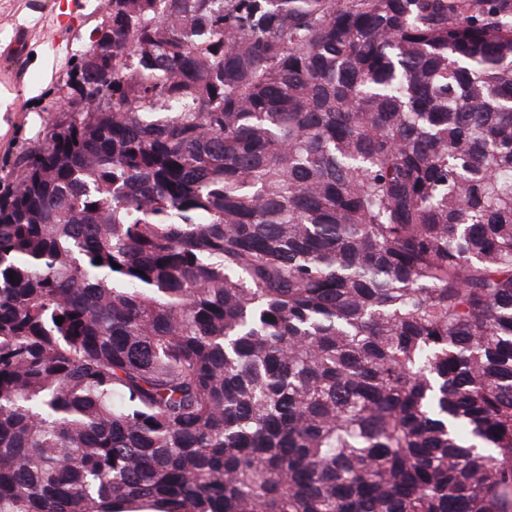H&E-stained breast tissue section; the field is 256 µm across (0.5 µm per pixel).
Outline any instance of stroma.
I'll return each instance as SVG.
<instances>
[{
    "instance_id": "obj_1",
    "label": "stroma",
    "mask_w": 512,
    "mask_h": 512,
    "mask_svg": "<svg viewBox=\"0 0 512 512\" xmlns=\"http://www.w3.org/2000/svg\"><path fill=\"white\" fill-rule=\"evenodd\" d=\"M98 0H0V180L57 119Z\"/></svg>"
}]
</instances>
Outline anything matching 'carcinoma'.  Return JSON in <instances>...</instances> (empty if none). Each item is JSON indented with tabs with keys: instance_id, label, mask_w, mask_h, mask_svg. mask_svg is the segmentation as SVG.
<instances>
[{
	"instance_id": "1",
	"label": "carcinoma",
	"mask_w": 512,
	"mask_h": 512,
	"mask_svg": "<svg viewBox=\"0 0 512 512\" xmlns=\"http://www.w3.org/2000/svg\"><path fill=\"white\" fill-rule=\"evenodd\" d=\"M97 9L0 194V512H512V0Z\"/></svg>"
}]
</instances>
